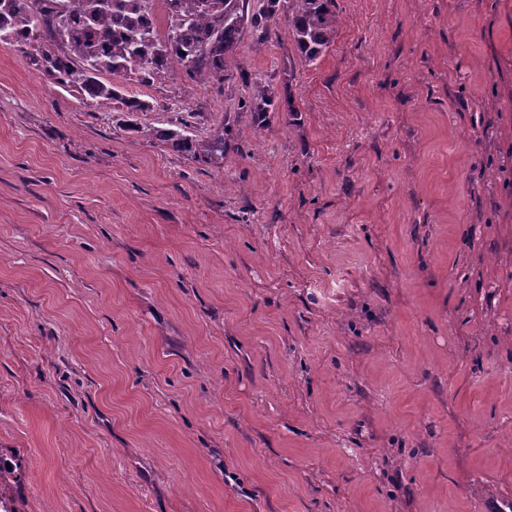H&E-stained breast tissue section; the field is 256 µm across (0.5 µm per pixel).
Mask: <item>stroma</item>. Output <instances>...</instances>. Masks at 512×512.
I'll list each match as a JSON object with an SVG mask.
<instances>
[{"label": "stroma", "mask_w": 512, "mask_h": 512, "mask_svg": "<svg viewBox=\"0 0 512 512\" xmlns=\"http://www.w3.org/2000/svg\"><path fill=\"white\" fill-rule=\"evenodd\" d=\"M336 12L316 64L247 30L134 114L0 43L21 512H512V0ZM129 122L224 126V162ZM277 96L269 89L257 91L251 98L240 101L241 109L246 108L247 112H253L257 121L261 122L267 112H272L276 107Z\"/></svg>", "instance_id": "stroma-1"}]
</instances>
